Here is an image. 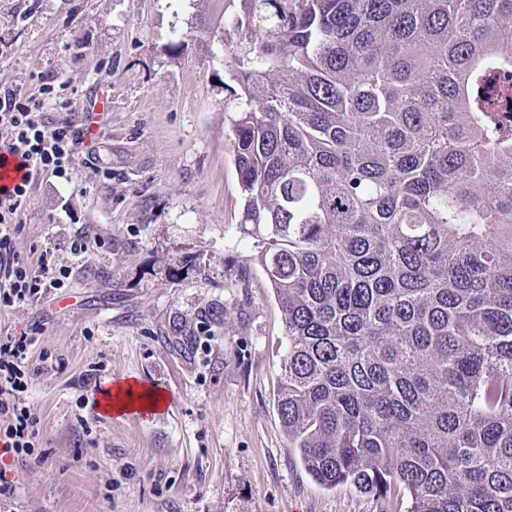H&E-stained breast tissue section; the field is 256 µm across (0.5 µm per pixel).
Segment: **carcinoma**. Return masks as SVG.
<instances>
[{
	"mask_svg": "<svg viewBox=\"0 0 512 512\" xmlns=\"http://www.w3.org/2000/svg\"><path fill=\"white\" fill-rule=\"evenodd\" d=\"M241 228L319 484L512 512V0H243Z\"/></svg>",
	"mask_w": 512,
	"mask_h": 512,
	"instance_id": "1",
	"label": "carcinoma"
}]
</instances>
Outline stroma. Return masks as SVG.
Instances as JSON below:
<instances>
[{
	"instance_id": "1",
	"label": "stroma",
	"mask_w": 512,
	"mask_h": 512,
	"mask_svg": "<svg viewBox=\"0 0 512 512\" xmlns=\"http://www.w3.org/2000/svg\"><path fill=\"white\" fill-rule=\"evenodd\" d=\"M247 24L242 0H0V84L52 83V115L100 131L22 215L18 247L69 277L0 311V336L39 332L19 396L39 442L0 512H405L318 484L274 407L283 317L232 152ZM127 379L164 408L98 413Z\"/></svg>"
}]
</instances>
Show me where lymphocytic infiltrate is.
<instances>
[{
    "mask_svg": "<svg viewBox=\"0 0 512 512\" xmlns=\"http://www.w3.org/2000/svg\"><path fill=\"white\" fill-rule=\"evenodd\" d=\"M49 87L27 96L13 87H0V125L10 130L0 150L14 156L26 171L23 181L0 199V309L39 300L63 287L66 269L47 259L32 260L18 248L21 216L37 183L46 176L66 177L76 145L83 135L78 125L59 120L47 108ZM36 338L31 333L0 337V453L10 457L30 454L39 431L28 406L17 401L28 387L27 361Z\"/></svg>",
    "mask_w": 512,
    "mask_h": 512,
    "instance_id": "lymphocytic-infiltrate-1",
    "label": "lymphocytic infiltrate"
}]
</instances>
